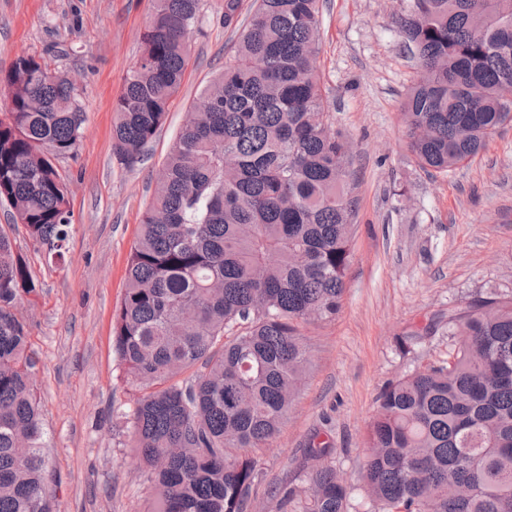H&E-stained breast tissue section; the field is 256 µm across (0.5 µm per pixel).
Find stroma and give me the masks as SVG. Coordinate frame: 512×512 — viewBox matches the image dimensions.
I'll return each instance as SVG.
<instances>
[{"instance_id": "stroma-1", "label": "stroma", "mask_w": 512, "mask_h": 512, "mask_svg": "<svg viewBox=\"0 0 512 512\" xmlns=\"http://www.w3.org/2000/svg\"><path fill=\"white\" fill-rule=\"evenodd\" d=\"M408 0H324L318 69L335 130L352 144L347 188L352 256L335 319L302 332L311 364L273 442L254 449L261 472L248 512H279L283 487H305L306 449L329 442L349 512H373L361 479L377 397L415 367L446 363L449 311L512 292V124L446 173L418 166L404 121L420 68L400 16ZM152 0H0V69L23 53L55 55L85 111L74 154L56 159L70 182L73 226L63 259H48L0 205V229L38 285L18 309L39 363L52 512H146L152 495L133 449L136 399L112 344V316L154 178L203 86L229 61L224 0H202L200 30L168 119L144 161L121 166L112 104L140 50ZM437 331H429L432 320Z\"/></svg>"}]
</instances>
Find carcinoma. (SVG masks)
<instances>
[{"instance_id": "carcinoma-1", "label": "carcinoma", "mask_w": 512, "mask_h": 512, "mask_svg": "<svg viewBox=\"0 0 512 512\" xmlns=\"http://www.w3.org/2000/svg\"><path fill=\"white\" fill-rule=\"evenodd\" d=\"M141 52L112 106L113 152L134 167L165 124L190 61L202 0H153ZM244 0H224V28ZM231 61L186 113L128 259L112 340L137 398L147 512H247L254 448L276 436L309 366L301 332L336 317L350 264V144L333 129L316 62L320 0H252ZM401 32L421 63L405 122L425 170L448 172L512 122V0H412ZM0 202L54 258L73 224L54 160L84 112L43 56L0 70ZM0 231V512H51L26 323L36 293ZM441 366L385 387L362 477L376 512H512V294L448 313ZM188 374L182 381L175 377ZM314 442L307 486L280 512H348L347 488Z\"/></svg>"}]
</instances>
